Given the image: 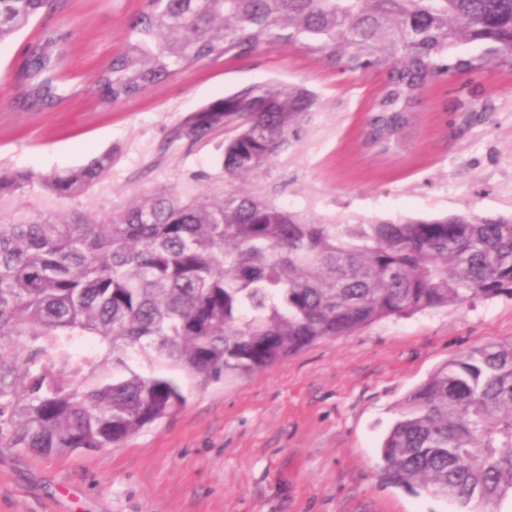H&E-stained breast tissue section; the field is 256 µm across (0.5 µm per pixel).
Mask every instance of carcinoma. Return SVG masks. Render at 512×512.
<instances>
[{
    "mask_svg": "<svg viewBox=\"0 0 512 512\" xmlns=\"http://www.w3.org/2000/svg\"><path fill=\"white\" fill-rule=\"evenodd\" d=\"M61 0H0V43ZM303 42L352 47L388 80L366 142H399L421 91L448 73L512 62V0H147L96 91L112 104L207 60ZM65 52L48 25L13 74L15 104L62 103ZM315 98L248 85L185 118L190 144L234 131L222 166L255 176L308 122ZM112 154L51 176L0 171V196L38 185L83 195ZM512 294V217L322 224L237 189L184 200L159 189L103 219L0 221V447H119L184 407L186 390L246 377L372 323ZM391 484L468 507L512 498V343L435 369L397 407L379 447Z\"/></svg>",
    "mask_w": 512,
    "mask_h": 512,
    "instance_id": "cac0c4a2",
    "label": "carcinoma"
}]
</instances>
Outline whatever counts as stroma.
<instances>
[{
    "instance_id": "obj_1",
    "label": "stroma",
    "mask_w": 512,
    "mask_h": 512,
    "mask_svg": "<svg viewBox=\"0 0 512 512\" xmlns=\"http://www.w3.org/2000/svg\"><path fill=\"white\" fill-rule=\"evenodd\" d=\"M145 5L64 0L49 22L68 33L69 72L84 92L43 112L17 111L11 82L40 23L0 43V167L49 175L112 155L109 173L83 195L29 188L0 198V220L34 210L101 216L158 188L185 198L228 189L221 158L231 129L192 146L173 132L225 95L269 82L306 88L316 106L246 192L331 224L512 216V69H452L422 91L406 137L384 154L365 137L386 69L331 61L300 43L198 64L102 104L97 74ZM504 342L507 294L319 340L253 375L191 390L184 408L120 447L0 448V512H461L384 482L378 447L397 404L437 367Z\"/></svg>"
}]
</instances>
